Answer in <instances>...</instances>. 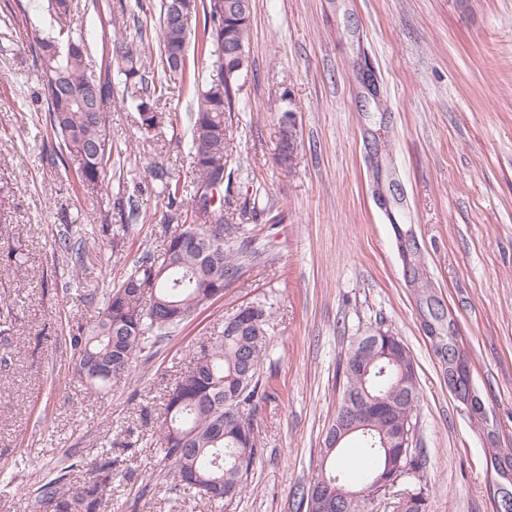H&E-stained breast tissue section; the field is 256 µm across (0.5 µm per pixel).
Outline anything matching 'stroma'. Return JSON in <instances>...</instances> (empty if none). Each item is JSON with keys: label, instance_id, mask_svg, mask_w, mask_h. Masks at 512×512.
<instances>
[{"label": "stroma", "instance_id": "stroma-1", "mask_svg": "<svg viewBox=\"0 0 512 512\" xmlns=\"http://www.w3.org/2000/svg\"><path fill=\"white\" fill-rule=\"evenodd\" d=\"M139 0H75L71 16L105 73L113 36L135 38ZM44 0H0V299L21 300L0 370V512H31L38 480L75 461L116 462L107 512H169L157 434L168 388L200 339L241 306H273L266 369L274 392L255 411L263 450L246 492L219 512H296L317 473L354 337L393 332L416 369L421 486L429 512H505L512 495V0H252L251 69L235 96L229 227L245 257L223 297L138 358L111 387L88 393L69 336L94 305L79 290L123 279L158 255L167 203L149 177L163 165L192 203L181 138L190 102L167 101L175 133L153 135L112 82L109 123L124 175L101 196L78 193L46 136L33 35L54 33ZM147 211L122 247L117 199ZM98 248L74 271L56 251L64 225ZM466 364L473 412L448 385V350Z\"/></svg>", "mask_w": 512, "mask_h": 512}]
</instances>
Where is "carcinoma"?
I'll return each instance as SVG.
<instances>
[{"mask_svg":"<svg viewBox=\"0 0 512 512\" xmlns=\"http://www.w3.org/2000/svg\"><path fill=\"white\" fill-rule=\"evenodd\" d=\"M47 9L58 29L47 38L34 37L35 64L40 70L49 112V134L60 140L71 166L76 190L94 193L104 189L117 164L121 148L112 139L107 105L112 100L111 75L124 85L126 99L138 113L141 129L160 133L174 127L171 114L160 108L169 89L178 87L191 97L188 156L196 174L192 206L178 205L184 187L162 167L150 171L158 182V196L167 199L164 223L175 228L164 240L162 261L143 256L131 273L107 289L94 319L70 337L73 371L89 392L112 385L111 369L129 370L138 355L169 339L207 301L224 293L246 256L243 247L224 238V173L230 161V129L234 111V87L249 70L252 26L251 0H160L159 54L154 66L144 63L142 46L127 41L131 50L117 53L108 48L105 80L86 75L88 48L71 21L72 0H47ZM208 18L203 30L192 35L190 23L198 12ZM213 71L201 80L199 69ZM125 224L142 218L139 201L130 197L122 207ZM57 247L70 256L75 270L98 260L81 233L67 227ZM16 303L0 305V335L8 337L17 321ZM247 326L203 341L192 367L164 397L159 453L170 465L168 501L176 508L183 495H200L212 507L242 495L248 477L262 454L258 448L252 413L267 395L269 379L263 375L270 356L271 307L263 302L239 308ZM389 331L376 329L357 336L338 364L341 395L358 397L364 388L392 399L387 415L358 407L345 424L365 421L368 429L350 434L366 448L371 465L365 476L383 475L392 486L420 469L416 449L385 448L383 438L401 421L413 420L419 391L413 359L407 348L374 361L362 379L350 366V355L363 351L368 357L383 352ZM112 458L103 455L90 468V477L76 491L65 488L60 476L36 489L33 512H106L112 491ZM317 477L335 482L339 497L365 489L364 480L353 484L336 470L329 458L318 464ZM301 512H325L322 500L302 487ZM400 512H429L424 491L406 488Z\"/></svg>","mask_w":512,"mask_h":512,"instance_id":"obj_1","label":"carcinoma"}]
</instances>
